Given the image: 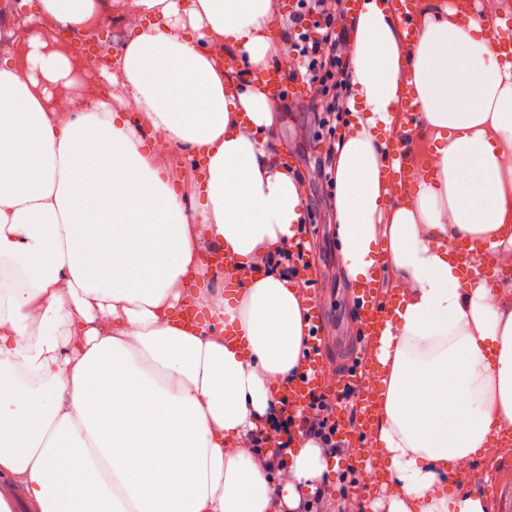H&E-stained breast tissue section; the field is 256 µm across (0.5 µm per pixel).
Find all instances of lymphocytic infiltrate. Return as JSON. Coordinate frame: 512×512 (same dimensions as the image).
Segmentation results:
<instances>
[{
    "label": "lymphocytic infiltrate",
    "instance_id": "f902f5d3",
    "mask_svg": "<svg viewBox=\"0 0 512 512\" xmlns=\"http://www.w3.org/2000/svg\"><path fill=\"white\" fill-rule=\"evenodd\" d=\"M348 0H296L292 11L295 33L289 50L294 64L290 76L301 77L313 90L310 109L326 147L317 160L318 173L326 185H333L337 163L336 129L349 114L351 61L347 55L349 27ZM335 403L326 394L312 395L304 413L292 416L281 410L271 418L268 428L253 433L256 448L277 447L282 435L303 432L314 440L324 455L348 454L349 446L338 435Z\"/></svg>",
    "mask_w": 512,
    "mask_h": 512
}]
</instances>
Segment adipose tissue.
Segmentation results:
<instances>
[{"label": "adipose tissue", "instance_id": "adipose-tissue-1", "mask_svg": "<svg viewBox=\"0 0 512 512\" xmlns=\"http://www.w3.org/2000/svg\"><path fill=\"white\" fill-rule=\"evenodd\" d=\"M114 2L136 21L88 111L57 107L77 81L54 38L0 58V512H297L337 464L296 436L244 445L300 377L310 326L298 282L261 263L306 221L263 83L283 68L272 0ZM38 8L83 33L104 19L102 0ZM414 23L409 44L386 0L352 22L340 263L359 284L386 262L399 293L372 430L388 512H486L454 480L512 428V283L464 276L455 246L512 252V57L495 16L420 0ZM410 104L404 192L386 159ZM172 146L203 165L176 174Z\"/></svg>", "mask_w": 512, "mask_h": 512}]
</instances>
